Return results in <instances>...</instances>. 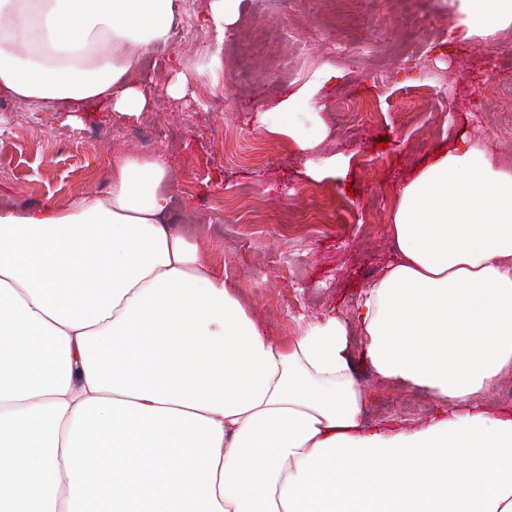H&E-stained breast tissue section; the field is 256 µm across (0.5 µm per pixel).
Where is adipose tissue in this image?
I'll use <instances>...</instances> for the list:
<instances>
[{"instance_id":"obj_1","label":"adipose tissue","mask_w":512,"mask_h":512,"mask_svg":"<svg viewBox=\"0 0 512 512\" xmlns=\"http://www.w3.org/2000/svg\"><path fill=\"white\" fill-rule=\"evenodd\" d=\"M174 0H0V96L56 112L152 105L144 53ZM491 40L512 0H456ZM170 170L118 156L102 194L0 204V512H512V171L483 146L404 185L395 253L353 323L267 336L173 229ZM358 336L381 377L447 415L366 427ZM476 401L493 414L512 409V374L505 375L488 390L476 396Z\"/></svg>"}]
</instances>
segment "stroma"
Here are the masks:
<instances>
[{"instance_id": "stroma-1", "label": "stroma", "mask_w": 512, "mask_h": 512, "mask_svg": "<svg viewBox=\"0 0 512 512\" xmlns=\"http://www.w3.org/2000/svg\"><path fill=\"white\" fill-rule=\"evenodd\" d=\"M192 22L149 51L139 80L152 107L122 117L98 105L67 113L0 98V203L65 205L104 192L117 155H164L171 217L200 241L269 336L286 342L304 323L351 319L359 293L394 249L401 189L442 151L483 144L512 170V23L494 48L452 28L454 0H241L216 36L208 0H176ZM335 81L320 83L323 70ZM184 97L166 91L177 73ZM317 87L294 135L260 127L261 112ZM224 98L212 110L208 92ZM315 140L300 150L295 137ZM342 156L339 175L311 163ZM353 344L368 425H425L443 408L377 376Z\"/></svg>"}]
</instances>
